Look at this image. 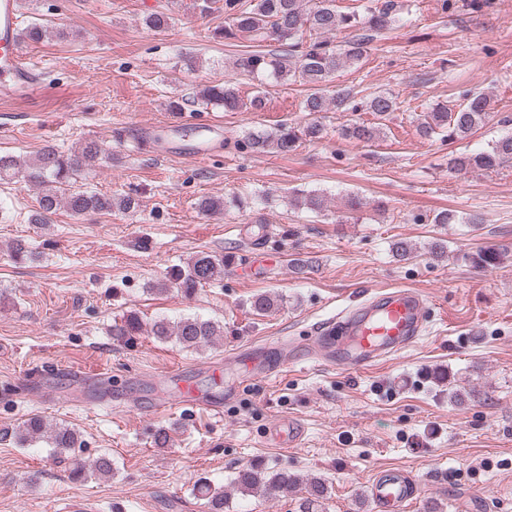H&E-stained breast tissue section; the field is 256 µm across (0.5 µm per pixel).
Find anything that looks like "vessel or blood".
I'll return each instance as SVG.
<instances>
[{
	"mask_svg": "<svg viewBox=\"0 0 512 512\" xmlns=\"http://www.w3.org/2000/svg\"><path fill=\"white\" fill-rule=\"evenodd\" d=\"M19 2L0 0V94L21 95L35 100L43 91L38 77L21 62L19 42ZM427 302L423 295L409 288L371 295L336 319L318 328L316 353L338 368L360 370L397 354L420 336L425 322ZM259 376H270L288 361V352L279 344L267 343L259 350ZM179 387L177 394L155 399L152 411L163 412L176 405H193L222 414V404L201 394L188 384L182 372L172 371ZM266 437L271 444L294 448L302 444L304 425L284 419L269 427ZM417 493L414 480L403 470L377 472L369 483L368 497L373 512H403L405 504Z\"/></svg>",
	"mask_w": 512,
	"mask_h": 512,
	"instance_id": "1",
	"label": "vessel or blood"
}]
</instances>
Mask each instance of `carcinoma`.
Masks as SVG:
<instances>
[{"mask_svg": "<svg viewBox=\"0 0 512 512\" xmlns=\"http://www.w3.org/2000/svg\"><path fill=\"white\" fill-rule=\"evenodd\" d=\"M396 8L394 0H387L382 6L361 15L355 10H337L335 0H312L308 6L304 5V0H252L247 8L243 0H224V18L228 26L218 29L215 35L230 40L242 34L281 46L282 52L279 54L247 51L236 59L235 69L283 83L301 80L308 87L302 111L310 116L333 109L338 112L371 113L376 118L373 124L355 122L342 127L346 138L370 142L380 134L379 122L397 110V97L388 92H379L357 104L349 91L338 88L331 93L327 85L336 72L363 61L374 38L396 22ZM339 30L348 32L341 44L335 45L326 39V36ZM314 34L317 38L307 39V36ZM52 36L61 37L63 33L40 24H33L24 31V39L33 43H40ZM202 98L223 107L226 112L242 109L260 112L265 105L260 95L247 102L242 100L231 77L207 86ZM490 110V98L484 93H468L459 104L438 102L427 112L425 121L420 123L419 132L424 137L439 134L450 143L463 141L484 123ZM323 131L322 125L311 121L299 128L282 126L271 133L250 132L243 140L242 147L253 152L273 150L288 154L305 137L310 140L322 138ZM101 153L97 143L89 142L77 156L64 154L53 146L44 147L31 161L22 164L12 157L0 155V180L20 178L38 190L37 208L30 216L33 224L49 223L50 217L61 208L73 217L114 210L136 212L138 201L130 194L116 198L76 186L79 174L95 168ZM509 162L512 163L511 134L494 140L484 150L462 152L449 160L451 168L459 172L489 170ZM295 197L301 205L313 211L322 210L325 204L323 195L314 191L305 193L297 190ZM243 207L244 201L237 196L224 199L204 196L198 202V209L205 214ZM222 272L224 256L199 255L188 262L186 269L179 271L175 285L183 294L191 295L199 286L215 280ZM144 329L145 324L140 316L131 312L112 330V335L130 342ZM150 333L159 340L172 338L182 347L194 350L212 345L217 337L223 335L219 324L192 317L173 324L156 320L150 325ZM34 438L47 439L58 455L71 453L78 443L74 429L63 424L49 427L43 420L31 417L23 424L17 440L24 444ZM112 471V459L100 456L89 465L74 461L70 474L75 479H84L92 475L110 476ZM233 483L242 492L256 493L272 500L293 488L296 478L284 470L270 471L262 463L253 462L236 472ZM194 492L207 512H224L223 489L201 478L194 486ZM325 493L327 487L324 481L311 479L300 512H319Z\"/></svg>", "mask_w": 512, "mask_h": 512, "instance_id": "cac0c4a2", "label": "carcinoma"}]
</instances>
